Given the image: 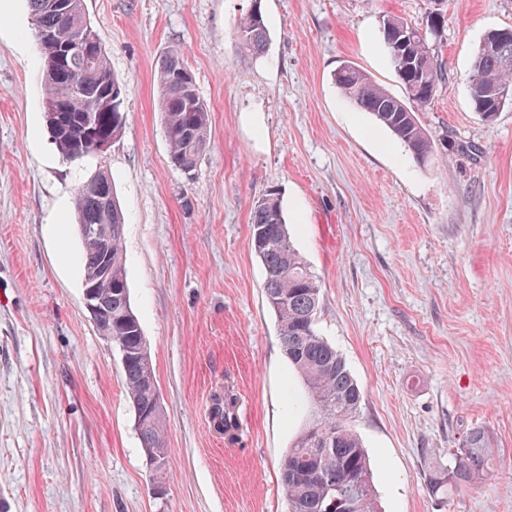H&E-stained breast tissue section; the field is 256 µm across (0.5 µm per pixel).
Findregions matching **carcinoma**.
<instances>
[{
	"mask_svg": "<svg viewBox=\"0 0 512 512\" xmlns=\"http://www.w3.org/2000/svg\"><path fill=\"white\" fill-rule=\"evenodd\" d=\"M27 2L32 36L43 61L46 124L63 158L80 161V153L88 144L114 140L125 128L127 115L120 80L112 72L87 16L85 0H62L64 7L58 11L48 7L50 0ZM440 26L441 19L434 17L428 25L430 33L423 34L402 18H382L380 40L405 89L403 99L351 64L334 73V82L344 97L388 130L419 166L428 165L435 151L418 111L430 105L436 86L444 79L429 42V35ZM75 27L86 34L89 54H77L59 64L55 36ZM235 37L243 50L263 53L269 37L264 16L255 15L251 9L242 14ZM156 78L170 163L179 170H192L209 147L210 115L179 48L173 47L160 57ZM83 86L102 98L117 93L111 104L98 111L91 126L86 122V105L80 94ZM505 86L512 88V40L495 50L479 44L472 60L470 97L474 112L483 122H493L498 112L512 105V97L486 102L476 96V89ZM75 211L79 226L112 225V280L98 284L99 297L112 302V322L100 320L96 327L119 346L141 446L150 455L153 469L163 472L168 456L161 398L145 336L130 304L123 250L125 218L104 165H99L78 188ZM250 231L252 247L265 271L266 303L278 319L283 353L300 376L309 399L306 422L281 460L282 487L290 512H325L332 498L351 496L353 512H380L369 455L350 425L360 408L362 393L343 356L317 331L321 288L291 244L278 193H267L257 202L250 216ZM81 242L82 274L87 277L100 261L101 245L87 237ZM238 409L233 387L226 385L213 394L211 420L230 442L238 438ZM485 450V432L471 430L463 446L452 452V464L429 473L431 492H450L481 479L486 473Z\"/></svg>",
	"mask_w": 512,
	"mask_h": 512,
	"instance_id": "cac0c4a2",
	"label": "carcinoma"
}]
</instances>
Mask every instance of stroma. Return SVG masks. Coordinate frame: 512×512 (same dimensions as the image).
Instances as JSON below:
<instances>
[{
  "label": "stroma",
  "mask_w": 512,
  "mask_h": 512,
  "mask_svg": "<svg viewBox=\"0 0 512 512\" xmlns=\"http://www.w3.org/2000/svg\"><path fill=\"white\" fill-rule=\"evenodd\" d=\"M250 0H86L127 122L106 165L125 214L130 302L164 410L154 493L121 354L83 300L76 191L45 122L27 0L0 8V512H289L280 463L306 420L250 236L281 194L295 251L321 286L317 330L363 400L353 419L382 512H512V106L483 123L475 49L512 28V0H261L264 55L241 53ZM395 15L431 38L445 78L419 119L425 167L336 87L354 62L404 89L379 41ZM179 46L210 110V146L173 167L155 71ZM239 397V439L212 430L215 390ZM483 480L432 495L429 470L471 429Z\"/></svg>",
  "instance_id": "stroma-1"
}]
</instances>
